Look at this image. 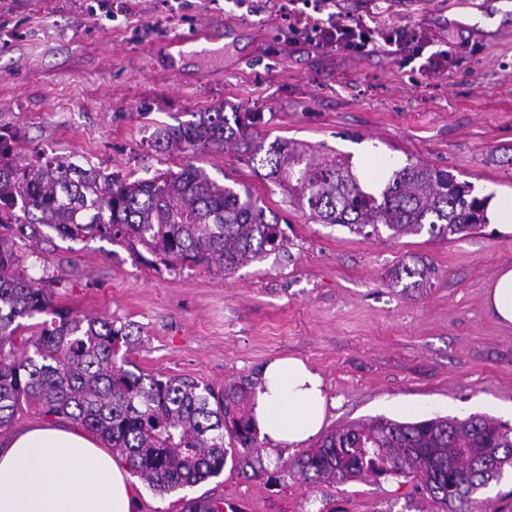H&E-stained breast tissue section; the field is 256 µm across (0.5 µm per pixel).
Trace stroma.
Instances as JSON below:
<instances>
[{"label":"stroma","mask_w":512,"mask_h":512,"mask_svg":"<svg viewBox=\"0 0 512 512\" xmlns=\"http://www.w3.org/2000/svg\"><path fill=\"white\" fill-rule=\"evenodd\" d=\"M0 0V126L26 155L47 150L150 177L201 167L249 185L288 239L230 275L168 266L99 238L55 233L19 243L21 266L53 303L133 328L127 361L143 372L222 389L278 357L318 371L334 405L326 429L385 417L482 414L512 427V326L486 305L512 267V234L365 237L319 224L230 152L159 153L155 126L220 106L260 112L264 143L288 139L316 158L423 162L477 197L512 191V0H335L340 18L419 35L404 54L383 40L360 52L317 45L327 12L311 0ZM211 41L197 40L203 28ZM433 270L423 288L392 279ZM257 446L267 469L225 468L168 494L140 483L134 512H186L203 497L225 512H432L409 479L308 484L295 451Z\"/></svg>","instance_id":"stroma-1"}]
</instances>
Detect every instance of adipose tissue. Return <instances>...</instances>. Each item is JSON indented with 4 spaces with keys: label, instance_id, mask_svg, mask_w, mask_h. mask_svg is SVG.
Listing matches in <instances>:
<instances>
[{
    "label": "adipose tissue",
    "instance_id": "adipose-tissue-1",
    "mask_svg": "<svg viewBox=\"0 0 512 512\" xmlns=\"http://www.w3.org/2000/svg\"><path fill=\"white\" fill-rule=\"evenodd\" d=\"M328 408L319 372L295 357L270 361L254 389L251 418L271 448L306 445ZM125 465L79 428L33 424L0 435V512H133Z\"/></svg>",
    "mask_w": 512,
    "mask_h": 512
}]
</instances>
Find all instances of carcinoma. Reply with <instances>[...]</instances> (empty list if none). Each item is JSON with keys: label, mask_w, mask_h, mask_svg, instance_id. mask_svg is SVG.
Here are the masks:
<instances>
[{"label": "carcinoma", "mask_w": 512, "mask_h": 512, "mask_svg": "<svg viewBox=\"0 0 512 512\" xmlns=\"http://www.w3.org/2000/svg\"><path fill=\"white\" fill-rule=\"evenodd\" d=\"M190 116L156 128L150 145L179 152L230 147L250 160L264 150L262 178L292 193L320 224L446 239L486 223L488 199L445 170L408 162L372 191L346 160L319 162L306 145L288 140L257 142L261 112L228 116L219 106ZM16 143V134L0 133V430L24 408L48 422L71 420L160 494L216 477L228 461L254 476L265 473L245 409L250 379L230 380L217 392L125 368L129 361L117 356L131 346L129 325L55 307L45 281L20 268L16 239H34L44 226L63 240L99 237L135 254L141 246L164 262L228 274L284 247L278 216L247 185H220L190 163L136 178L46 151L27 157ZM428 273L405 264L395 278L420 286ZM41 315L50 319L22 323ZM226 436L233 447L224 446ZM507 466L512 428L476 414L355 422L289 462L307 483L410 478L439 512H485L489 501L476 494ZM186 512H224L223 501L192 500Z\"/></svg>", "instance_id": "carcinoma-1"}]
</instances>
